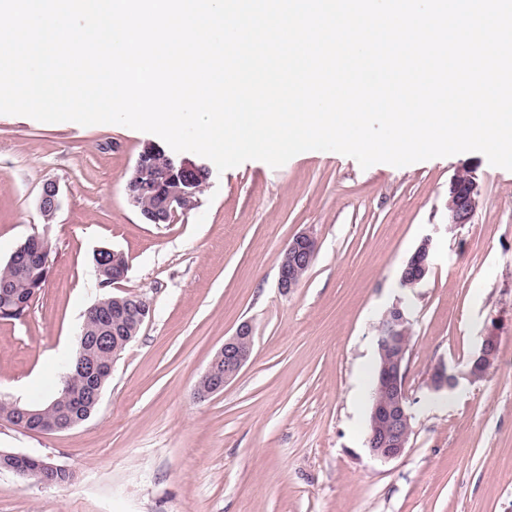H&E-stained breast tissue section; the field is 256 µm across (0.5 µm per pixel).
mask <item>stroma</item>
Instances as JSON below:
<instances>
[{"label":"stroma","instance_id":"obj_1","mask_svg":"<svg viewBox=\"0 0 512 512\" xmlns=\"http://www.w3.org/2000/svg\"><path fill=\"white\" fill-rule=\"evenodd\" d=\"M122 125L0 114V265L28 236L50 247L26 314L0 320V400L47 403L75 354L87 308L137 294L151 316L113 364L92 416L62 432L0 420V451L51 458L64 486L0 469V512H512V171L470 152L361 168L310 150L278 168H205L197 204L148 224L127 196L144 144ZM471 171L472 223L448 224V184ZM61 206L45 218L46 181ZM318 251L300 285L277 288L290 240ZM431 268L401 269L424 237ZM122 252L126 278L101 288L94 254ZM411 320L406 379L413 432L388 462L366 450L375 327L395 303ZM254 349L237 379L194 389L242 321ZM498 359L452 393L428 386L445 362L466 371L488 332ZM432 239L424 238L403 266L400 274L401 288L413 290L424 280L430 270Z\"/></svg>","mask_w":512,"mask_h":512}]
</instances>
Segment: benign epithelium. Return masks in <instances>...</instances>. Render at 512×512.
<instances>
[{
    "mask_svg": "<svg viewBox=\"0 0 512 512\" xmlns=\"http://www.w3.org/2000/svg\"><path fill=\"white\" fill-rule=\"evenodd\" d=\"M196 166L189 160H182L179 166L182 186L171 187L163 181H153L147 174V162L139 156L129 180V199L138 205V199L149 195L157 200V207L143 214L144 220L151 224H161L179 211H186L197 203L195 181L191 173ZM480 204L478 184L472 173L459 172L448 185V223L454 226L472 223ZM38 207L42 212H56L60 207V189L54 181L43 184L38 198ZM29 258L44 269H49V248L47 242L34 235L26 239ZM317 251L314 237L302 232L295 235L285 249L278 275V288L288 294L298 287V272L311 267ZM432 258V239L424 238L403 266L400 274V286L412 290L426 277ZM124 255L112 252V271L99 269V284L106 288L123 280L127 274L128 263L122 262ZM129 312L140 322L151 315L150 302L135 295L130 298ZM410 319L406 310L398 304L388 309L376 326L378 365L375 373L374 388L369 416V433L366 447L369 455L376 461L387 462L396 459L408 448L412 434L409 396L406 390V378L410 357V339L407 328ZM253 326L249 321L241 322L234 334L224 340L210 360L203 377L209 381V390L205 397L224 391L232 383L242 368L250 360L253 346ZM498 338L494 334L484 337L479 353L472 359L468 370L460 374L445 364L438 365L430 377V386L436 391H452L459 386L460 378L473 381L484 377L497 360ZM100 371V365L92 356L79 357L74 366V375L92 378Z\"/></svg>",
    "mask_w": 512,
    "mask_h": 512,
    "instance_id": "benign-epithelium-1",
    "label": "benign epithelium"
}]
</instances>
